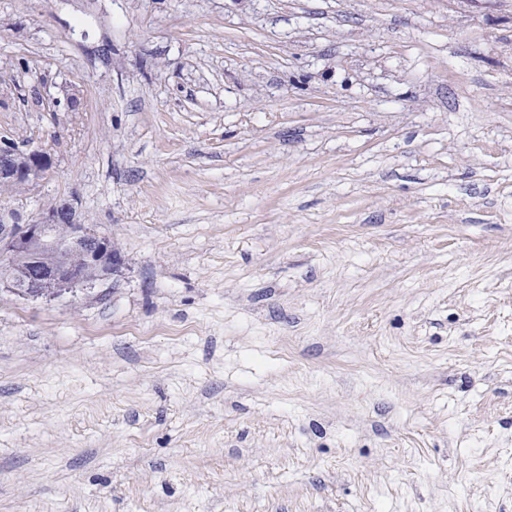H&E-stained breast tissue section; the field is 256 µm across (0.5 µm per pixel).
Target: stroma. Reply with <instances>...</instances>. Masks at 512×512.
<instances>
[{"label":"stroma","instance_id":"obj_1","mask_svg":"<svg viewBox=\"0 0 512 512\" xmlns=\"http://www.w3.org/2000/svg\"><path fill=\"white\" fill-rule=\"evenodd\" d=\"M2 137L0 512H512V0H0ZM51 166L46 151L23 152L5 140L0 142V186L33 185ZM69 224L71 226L69 227ZM56 225V226H55ZM55 226L59 241L50 243L49 231ZM70 232V234H69ZM53 247L58 255L54 262L44 260V251ZM71 251L81 253L84 268L69 260ZM22 264H18L19 259ZM124 258L112 248L111 239L90 224L73 218V207L63 203L40 217L21 224L11 209H0V288L20 291L30 297L54 295L58 290L91 288L86 269H97L99 281L121 272ZM9 268L7 273H3Z\"/></svg>","mask_w":512,"mask_h":512}]
</instances>
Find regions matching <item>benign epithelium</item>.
Instances as JSON below:
<instances>
[{
    "label": "benign epithelium",
    "instance_id": "benign-epithelium-1",
    "mask_svg": "<svg viewBox=\"0 0 512 512\" xmlns=\"http://www.w3.org/2000/svg\"><path fill=\"white\" fill-rule=\"evenodd\" d=\"M51 166L43 150L23 152L5 140L0 142V186L35 184ZM57 224L70 225L65 242L50 243L49 231ZM72 251L81 253L84 267L69 260ZM124 258L112 248L111 239L90 224L73 218V207L63 203L25 223L14 211L0 209V288L20 291L30 297L51 296L59 290L90 288L86 269L99 271V280L121 272Z\"/></svg>",
    "mask_w": 512,
    "mask_h": 512
}]
</instances>
